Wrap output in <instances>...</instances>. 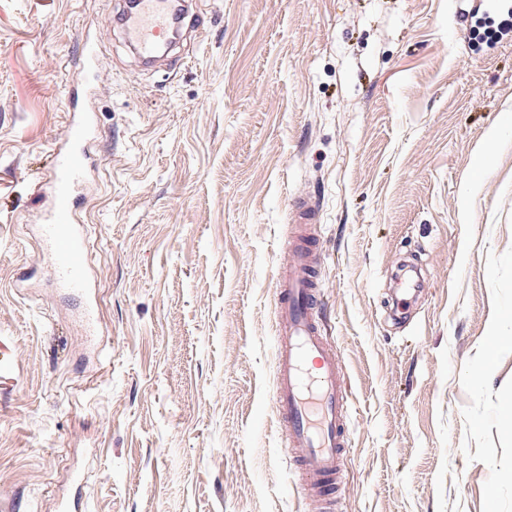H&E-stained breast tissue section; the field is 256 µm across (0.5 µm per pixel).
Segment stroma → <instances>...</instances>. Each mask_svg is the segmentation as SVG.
Wrapping results in <instances>:
<instances>
[{"label":"stroma","mask_w":512,"mask_h":512,"mask_svg":"<svg viewBox=\"0 0 512 512\" xmlns=\"http://www.w3.org/2000/svg\"><path fill=\"white\" fill-rule=\"evenodd\" d=\"M151 70L109 35L79 218L96 327L35 226L114 0H0V512H326L272 407L292 205L349 388L334 512H512V35L481 0H198ZM498 143L487 150L489 131ZM481 182H473L476 167Z\"/></svg>","instance_id":"1"}]
</instances>
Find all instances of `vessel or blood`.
<instances>
[{"instance_id": "vessel-or-blood-1", "label": "vessel or blood", "mask_w": 512, "mask_h": 512, "mask_svg": "<svg viewBox=\"0 0 512 512\" xmlns=\"http://www.w3.org/2000/svg\"><path fill=\"white\" fill-rule=\"evenodd\" d=\"M114 20L130 48L150 62L171 43L174 27L198 31L203 25L190 0H125ZM105 40L99 28L83 35L82 90L69 96L72 118L57 150L48 186L55 207L36 228L51 255V276L61 287L92 297L93 285L83 224L76 202L88 181L87 148L94 141L96 113L87 99L98 77ZM311 234L294 241L293 260L277 274L275 385L272 405L299 457L309 493L329 499L348 446V387L336 351L316 317L317 274Z\"/></svg>"}]
</instances>
